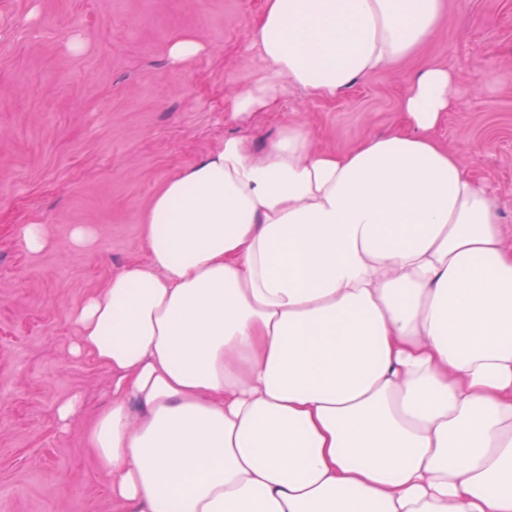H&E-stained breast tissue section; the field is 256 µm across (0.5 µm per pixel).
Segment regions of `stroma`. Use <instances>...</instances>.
<instances>
[{"instance_id": "35a3bbf8", "label": "stroma", "mask_w": 512, "mask_h": 512, "mask_svg": "<svg viewBox=\"0 0 512 512\" xmlns=\"http://www.w3.org/2000/svg\"><path fill=\"white\" fill-rule=\"evenodd\" d=\"M263 0H0V512H112L86 426L112 403V374L75 358L71 313L145 257L142 214L165 182L224 137L257 149L285 123L344 151L400 121L413 77L452 67L459 111L438 138L487 181L512 227V0H441L429 37L333 101L283 87L245 124L235 92L262 75L252 29ZM203 52L172 64L178 38ZM45 225L26 251L21 227ZM91 226L92 249L70 234ZM81 409L61 426L58 407ZM24 247L31 253H39L48 245V235L42 224H25L22 228Z\"/></svg>"}]
</instances>
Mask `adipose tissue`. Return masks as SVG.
<instances>
[{
	"mask_svg": "<svg viewBox=\"0 0 512 512\" xmlns=\"http://www.w3.org/2000/svg\"><path fill=\"white\" fill-rule=\"evenodd\" d=\"M440 0H264L266 74L333 100L409 54ZM432 65L393 132L342 152L285 126L169 179L146 258L74 313L112 374L85 440L113 512H512V231L435 136Z\"/></svg>",
	"mask_w": 512,
	"mask_h": 512,
	"instance_id": "1",
	"label": "adipose tissue"
}]
</instances>
